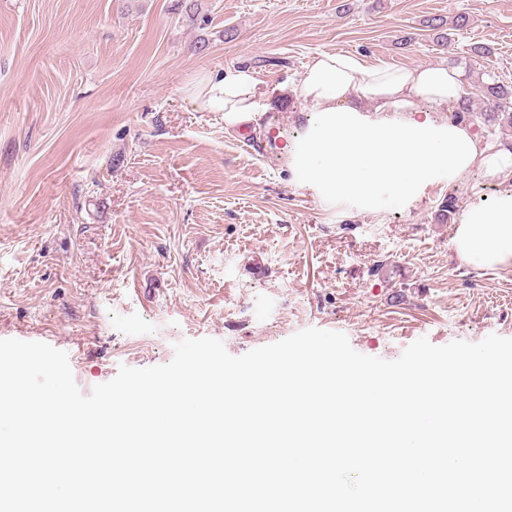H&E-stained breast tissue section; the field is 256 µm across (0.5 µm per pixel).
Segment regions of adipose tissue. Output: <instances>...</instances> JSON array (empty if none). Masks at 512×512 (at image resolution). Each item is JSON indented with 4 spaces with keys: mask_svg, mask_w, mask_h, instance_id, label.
Here are the masks:
<instances>
[{
    "mask_svg": "<svg viewBox=\"0 0 512 512\" xmlns=\"http://www.w3.org/2000/svg\"><path fill=\"white\" fill-rule=\"evenodd\" d=\"M292 93L313 119L291 167L325 197L368 201L383 192L400 202L422 184L456 179L477 165L493 176L512 174V150L489 151L469 125L437 120L462 95L460 76L447 65L377 67L351 53L322 52ZM184 94L232 127L260 124L275 96L244 67L203 72ZM453 244L468 265L511 267L512 193L466 210Z\"/></svg>",
    "mask_w": 512,
    "mask_h": 512,
    "instance_id": "obj_1",
    "label": "adipose tissue"
}]
</instances>
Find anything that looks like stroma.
<instances>
[{
  "label": "stroma",
  "instance_id": "1",
  "mask_svg": "<svg viewBox=\"0 0 512 512\" xmlns=\"http://www.w3.org/2000/svg\"><path fill=\"white\" fill-rule=\"evenodd\" d=\"M199 3L203 27L182 0H0V339L65 351L86 394L184 338L240 356L314 327L386 360L422 337L512 338V267L466 265L452 242L512 175L335 202L280 148L306 132L297 99L244 135L182 94L229 66L282 87L337 51L447 64L477 101L488 78L512 85V0ZM460 14L445 46L424 25Z\"/></svg>",
  "mask_w": 512,
  "mask_h": 512
}]
</instances>
